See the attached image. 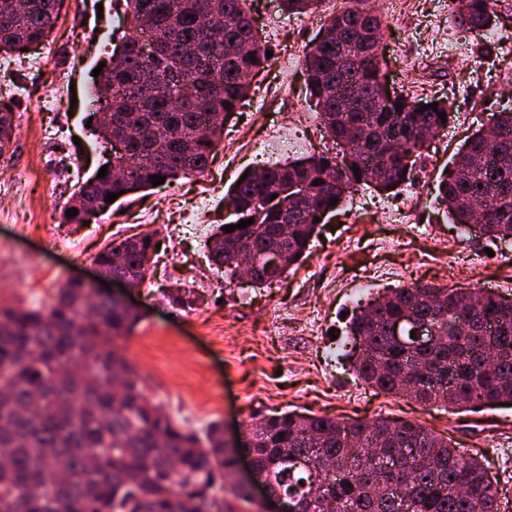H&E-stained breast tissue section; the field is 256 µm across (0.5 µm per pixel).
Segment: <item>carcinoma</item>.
<instances>
[{
    "label": "carcinoma",
    "mask_w": 512,
    "mask_h": 512,
    "mask_svg": "<svg viewBox=\"0 0 512 512\" xmlns=\"http://www.w3.org/2000/svg\"><path fill=\"white\" fill-rule=\"evenodd\" d=\"M62 2L24 0L0 12V45L48 40ZM126 2L122 40L147 31L163 53L111 55L94 90L112 112V137L127 144L112 166L145 189L153 175L169 183L209 167L224 123L249 97L267 57L247 0ZM321 2L281 0V8L304 14ZM454 17L468 32L504 26L493 0H461ZM383 24L366 0H349L305 52L309 94L339 150L257 168L230 185V223H253L230 233L220 227L209 238L225 286L249 249L287 252L281 266L256 271L263 283L283 277L309 250L315 219L325 222L358 185L391 192L407 184L421 156L417 128L445 132L456 118L441 98L381 94ZM433 102L437 110H421ZM494 127L493 139L475 133L457 153L438 198L465 230L475 211L464 199L481 200L489 217L480 234L502 240L512 238V109L499 112ZM12 134V107L0 100V156ZM317 179L323 183L315 186ZM123 189L109 171L77 192L84 206ZM155 249L154 236H131L95 261L111 268L123 256L120 272L138 288ZM368 307L352 316L351 341L339 345L365 383L450 411L512 402L511 294L424 284L394 288ZM140 319L105 298L92 300L72 281L46 310L0 305V512H232L226 496L252 501L243 486L220 481L240 452L254 456L256 476L288 512H501L484 465L417 423L282 413L253 420V442L240 448L224 446L219 422L202 435L183 427L145 395L120 352L117 341ZM415 326L432 333L431 343L411 337Z\"/></svg>",
    "instance_id": "1"
}]
</instances>
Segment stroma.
<instances>
[{
	"label": "stroma",
	"mask_w": 512,
	"mask_h": 512,
	"mask_svg": "<svg viewBox=\"0 0 512 512\" xmlns=\"http://www.w3.org/2000/svg\"><path fill=\"white\" fill-rule=\"evenodd\" d=\"M433 3L387 0L380 50L394 91L447 99L458 111L455 124L425 146L412 183L390 195L354 190L319 225L287 278L228 288L208 260L206 241L224 221V195L239 173L285 161L284 153L263 150L266 137L289 133L300 156L336 150L315 121L295 59L321 24L286 13L280 0H252L257 18L280 21L262 29L275 62L255 76L207 172L138 190L89 224L62 225L60 210L78 181L106 161L86 126V94L93 70L126 32L123 0H64L43 63L26 65L20 53L15 66L0 69L15 131L0 157V304L48 307L61 284L95 278L93 260L107 244L154 234L157 264L133 293L141 320L120 345L154 402L183 395L174 419L200 432L219 421L230 437L252 418L287 411L415 422L482 460L512 512V406L451 414L376 393L337 357L331 338L343 333L362 286L372 298L413 283L512 293V241L463 234L437 199L440 177L467 138L512 107V38L496 45L471 36L463 60L439 56L435 47L459 32L448 15L434 14ZM62 81L74 86L76 100L47 111L45 98ZM70 162L78 169L73 177ZM175 285L199 293L194 308L168 302Z\"/></svg>",
	"instance_id": "stroma-1"
}]
</instances>
